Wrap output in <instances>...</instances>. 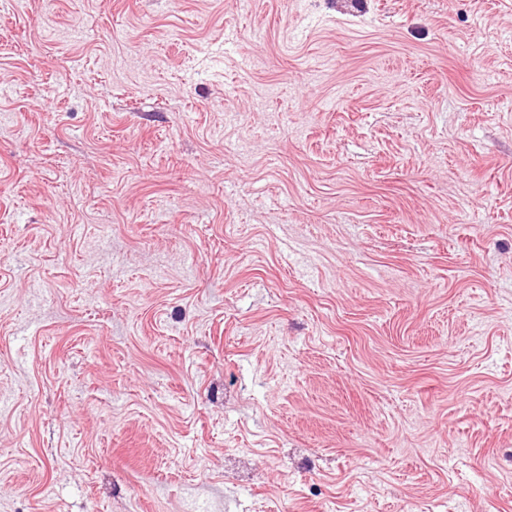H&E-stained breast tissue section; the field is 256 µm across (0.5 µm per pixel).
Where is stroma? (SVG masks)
Here are the masks:
<instances>
[{"instance_id": "stroma-1", "label": "stroma", "mask_w": 512, "mask_h": 512, "mask_svg": "<svg viewBox=\"0 0 512 512\" xmlns=\"http://www.w3.org/2000/svg\"><path fill=\"white\" fill-rule=\"evenodd\" d=\"M0 512H512V0H0Z\"/></svg>"}]
</instances>
